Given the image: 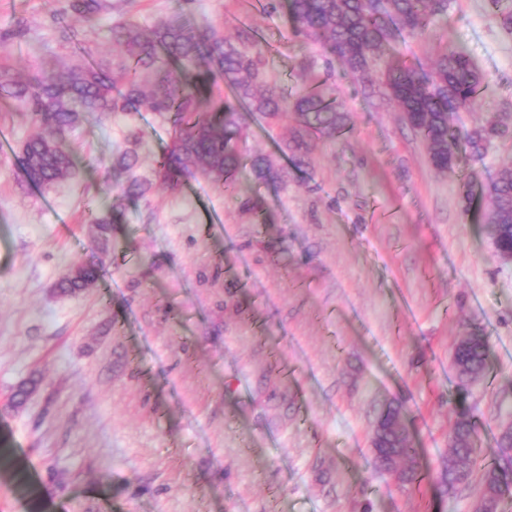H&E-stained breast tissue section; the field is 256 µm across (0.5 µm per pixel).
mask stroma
I'll list each match as a JSON object with an SVG mask.
<instances>
[{"mask_svg":"<svg viewBox=\"0 0 512 512\" xmlns=\"http://www.w3.org/2000/svg\"><path fill=\"white\" fill-rule=\"evenodd\" d=\"M110 3L81 33L96 57L112 60L120 21L148 30L179 14L232 37L248 27L265 77L291 93L325 80L347 128L312 137L298 167L276 149L292 118L245 113L242 153L266 155L282 181L246 170L228 194L198 174L180 192L157 185L126 203L113 151L136 123L150 174L169 124L84 116L68 135L78 171L45 188L21 171L27 112L0 105L12 141L0 153V444L10 451L0 512H476L478 478L450 497L436 481L455 420L452 352L471 331L489 338L490 373L467 402L479 456L491 457L512 424V263L495 252L485 201L466 211L461 193L512 164V139L438 171L395 104L365 95L283 13L254 0ZM55 7L0 0V66L32 78L40 60L72 61ZM457 48L484 80L452 124H512V33L484 0H452L396 52L426 64ZM118 204L124 220L99 250L87 211ZM77 263L100 278L63 295L57 283ZM26 381L30 398L10 407ZM391 403L425 452L428 475L414 487L373 465L371 435Z\"/></svg>","mask_w":512,"mask_h":512,"instance_id":"1","label":"stroma"}]
</instances>
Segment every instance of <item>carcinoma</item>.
I'll return each mask as SVG.
<instances>
[{
	"mask_svg": "<svg viewBox=\"0 0 512 512\" xmlns=\"http://www.w3.org/2000/svg\"><path fill=\"white\" fill-rule=\"evenodd\" d=\"M448 2L288 0V19L297 35L328 49L352 74H369L377 67L375 79L397 102L404 121L440 171L455 164L460 144L480 157L493 141L512 135V127L494 120L464 133L451 124L450 115L470 108L482 84L481 74L466 54L445 53L427 67L394 57L392 43L404 36H423L437 17L447 14ZM487 6L512 32V0H488ZM108 8V0H66L53 12L62 41L71 46L74 64L56 68L47 63L32 83L19 82L9 70H0V98L23 101L33 127L23 143L22 170L27 181L49 186L73 175L74 154L64 140L83 114L149 113L170 122L172 144L157 161L154 177L172 191L197 173L218 186H233L246 166L258 179H282L265 156L248 161L241 153L244 112H260L271 119L293 112L297 130L285 149L295 163L302 161L307 150L305 137L334 136L346 129L347 116L323 83L290 98L263 79L264 48L254 36L232 41L212 26L193 27L178 17L160 21L147 33L133 23L121 22L111 29L112 43L118 48L116 59L110 67L103 64L84 47L68 17L77 15L84 27L93 28ZM219 79L231 94L214 92ZM140 148L141 137L132 128L124 146L112 154L115 182L127 200H139L152 188V181L138 174ZM483 193L488 201L486 229L495 249L512 251V165L501 168ZM90 221L106 235L111 225L122 223L123 212L114 208L91 215ZM97 279V268L78 265L59 281L58 288L63 294L76 295ZM452 359L460 393L454 401L456 420L448 433L452 457L440 474L448 496L473 474L479 435L465 391L490 370L487 337L472 332L461 338ZM378 420L383 434L377 444L379 454L373 456L375 466L392 470L403 484L419 483L425 475L424 454L409 435L401 409L388 406ZM510 500L512 426H507L483 469L477 512H504Z\"/></svg>",
	"mask_w": 512,
	"mask_h": 512,
	"instance_id": "obj_1",
	"label": "carcinoma"
}]
</instances>
